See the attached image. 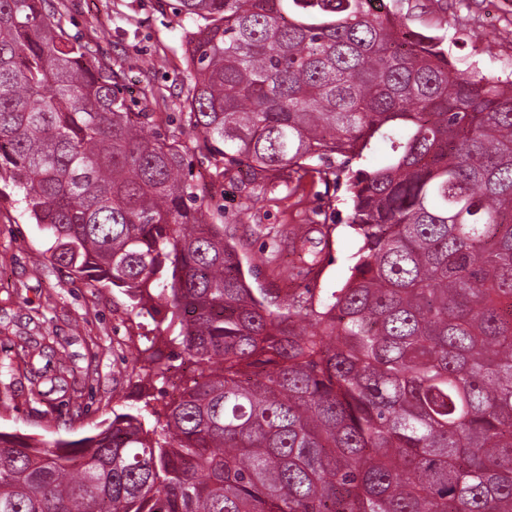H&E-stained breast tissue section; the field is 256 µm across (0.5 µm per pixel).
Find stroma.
<instances>
[{"mask_svg":"<svg viewBox=\"0 0 512 512\" xmlns=\"http://www.w3.org/2000/svg\"><path fill=\"white\" fill-rule=\"evenodd\" d=\"M411 26L445 37L452 60L478 63L486 76L502 75L501 60L512 56V0H404ZM110 17L108 33L98 21ZM65 25L82 38L101 36L114 68L127 75L126 97L142 103L152 87L161 101L153 129L181 135V112L189 83L187 22L160 0H75ZM196 184L206 187L205 204L223 213L235 235L243 265L258 264L276 247L274 265L250 277L268 301L309 286L324 298L350 274L358 248L347 226L343 186L318 177L269 181L258 202H250L249 173L235 166L217 173L214 159L196 136H184ZM247 220H240L241 211ZM301 224H329V237L312 234L294 245L288 230ZM49 241L23 211L20 195L0 180V431L51 442L89 435L114 414L139 406L141 371L135 362L152 319L140 316L119 289L75 278L49 260ZM316 266L306 278L288 280L285 269Z\"/></svg>","mask_w":512,"mask_h":512,"instance_id":"35a3bbf8","label":"stroma"}]
</instances>
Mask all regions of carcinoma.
I'll return each mask as SVG.
<instances>
[{
	"mask_svg": "<svg viewBox=\"0 0 512 512\" xmlns=\"http://www.w3.org/2000/svg\"><path fill=\"white\" fill-rule=\"evenodd\" d=\"M401 2H169L183 131L255 181H345L350 276L273 309L99 44L54 0H0V178L52 263L170 310L147 381L195 366L79 440L0 432V512H512V79Z\"/></svg>",
	"mask_w": 512,
	"mask_h": 512,
	"instance_id": "carcinoma-1",
	"label": "carcinoma"
}]
</instances>
